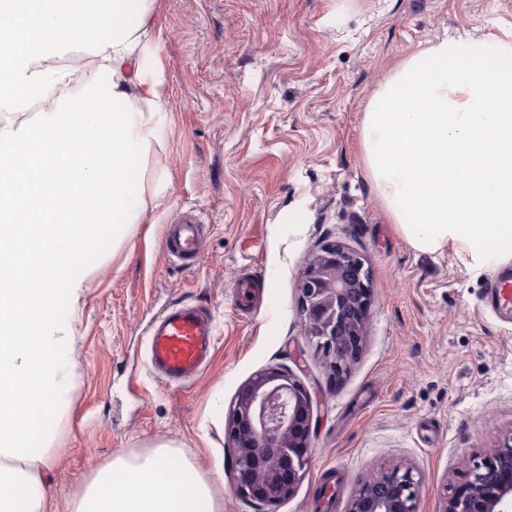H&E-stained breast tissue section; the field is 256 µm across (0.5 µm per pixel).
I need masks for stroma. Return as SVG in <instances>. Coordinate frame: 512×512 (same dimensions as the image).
Instances as JSON below:
<instances>
[{
    "mask_svg": "<svg viewBox=\"0 0 512 512\" xmlns=\"http://www.w3.org/2000/svg\"><path fill=\"white\" fill-rule=\"evenodd\" d=\"M146 29L153 52L138 66L166 104L147 213L121 242L101 232L79 268L82 311L60 315L81 377L49 493L65 501L112 452L168 442L212 472L223 512H262L235 489L225 426L239 388L273 366L310 388L314 428L275 512H317L329 474L340 479L331 512H348L361 479L395 464L422 478L418 512H440L459 461L512 431V308L488 288L512 279V260L475 268L413 249L366 179L362 119L424 42L512 33V0H158ZM189 214L203 234L185 264L164 227ZM332 243L363 258L373 283L361 351L339 376L304 334L299 288ZM182 304L210 311L216 346L175 387L151 376L146 343Z\"/></svg>",
    "mask_w": 512,
    "mask_h": 512,
    "instance_id": "1",
    "label": "stroma"
}]
</instances>
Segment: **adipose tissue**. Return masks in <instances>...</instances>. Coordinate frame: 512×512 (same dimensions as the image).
Masks as SVG:
<instances>
[{
    "instance_id": "obj_1",
    "label": "adipose tissue",
    "mask_w": 512,
    "mask_h": 512,
    "mask_svg": "<svg viewBox=\"0 0 512 512\" xmlns=\"http://www.w3.org/2000/svg\"><path fill=\"white\" fill-rule=\"evenodd\" d=\"M157 0H0V512H49L56 425L79 381L60 305L108 227L146 214L144 173L165 107L135 69ZM53 100L36 121L22 114ZM364 170L422 253L512 258V39L444 35L367 104ZM65 512H221L208 472L163 442L119 450Z\"/></svg>"
}]
</instances>
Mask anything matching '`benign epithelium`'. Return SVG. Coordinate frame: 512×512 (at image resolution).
Segmentation results:
<instances>
[{
  "mask_svg": "<svg viewBox=\"0 0 512 512\" xmlns=\"http://www.w3.org/2000/svg\"><path fill=\"white\" fill-rule=\"evenodd\" d=\"M300 291L306 336L342 371L359 353L373 293L363 259L340 245L322 247ZM311 407L309 390L278 367L259 371L239 390L226 439L245 499L274 506L288 497L306 464ZM461 464L466 480L450 488L440 512H512V432ZM420 483L410 466H381L361 481L349 512H418Z\"/></svg>",
  "mask_w": 512,
  "mask_h": 512,
  "instance_id": "benign-epithelium-1",
  "label": "benign epithelium"
}]
</instances>
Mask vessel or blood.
I'll return each instance as SVG.
<instances>
[{"mask_svg": "<svg viewBox=\"0 0 512 512\" xmlns=\"http://www.w3.org/2000/svg\"><path fill=\"white\" fill-rule=\"evenodd\" d=\"M201 244L195 217L167 227V245L180 259L196 257ZM149 371L168 383L193 380L208 365L215 347V325L210 312L181 305L165 312L148 333Z\"/></svg>", "mask_w": 512, "mask_h": 512, "instance_id": "obj_1", "label": "vessel or blood"}]
</instances>
